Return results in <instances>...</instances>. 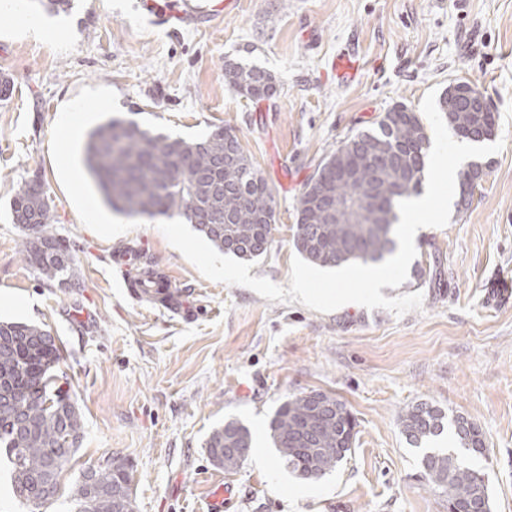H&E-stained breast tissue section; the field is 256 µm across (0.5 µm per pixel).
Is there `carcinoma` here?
I'll return each instance as SVG.
<instances>
[{"label": "carcinoma", "instance_id": "carcinoma-1", "mask_svg": "<svg viewBox=\"0 0 512 512\" xmlns=\"http://www.w3.org/2000/svg\"><path fill=\"white\" fill-rule=\"evenodd\" d=\"M229 86L250 100L270 97L271 74L255 66L227 65ZM439 108L459 137L490 138L494 117L472 81L448 86ZM429 137L412 108L398 104L384 113L378 130L344 140L326 156L298 200L293 245L308 262L322 267L377 264L396 251L398 204L420 193L427 170ZM85 163L105 202L128 216L179 215L211 245L240 259L268 250L274 199L254 170L238 137L217 128L199 141L153 135L132 122L111 118L94 129L85 146ZM481 167L459 174V204L471 203L483 179ZM344 205L341 217L328 206ZM218 206L224 223L207 224V210ZM54 203L43 181L18 185L10 203L12 223L31 232L26 259L45 281L71 268L73 256L51 233ZM60 348L42 327L0 320V448L14 494L33 508L59 492V475L75 456L83 436L76 402L56 385ZM445 414L423 402L402 417L409 445L419 448L444 431ZM453 437L466 451L431 448L420 462L431 487L448 498V512H492L485 473L469 459L485 454L483 434L462 416L452 420ZM272 444L292 473L318 480L347 461L355 438L349 410L338 415L304 393L283 402L269 422ZM252 448L251 432L228 419L207 441L210 461L236 470ZM131 499V465L112 458L80 474L73 490L77 512H116L117 500Z\"/></svg>", "mask_w": 512, "mask_h": 512}]
</instances>
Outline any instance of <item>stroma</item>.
Listing matches in <instances>:
<instances>
[{
    "mask_svg": "<svg viewBox=\"0 0 512 512\" xmlns=\"http://www.w3.org/2000/svg\"><path fill=\"white\" fill-rule=\"evenodd\" d=\"M183 0H72L67 12L16 0L0 13V319L55 336L57 383L83 422L60 491L40 512H77L71 490L104 458L132 465L134 512H204L212 480L231 488L224 512H448L422 476L401 417L429 402L479 427L492 512H512V303L487 298L512 279V0H239L231 15L179 19ZM171 14L158 25L150 11ZM43 30H18L17 16ZM353 50L361 75L337 85L331 62ZM233 59L271 73V98L230 89ZM467 79L483 90L502 149L484 157L470 207L442 228L420 229L406 281L421 309L347 304L322 313L203 277L158 230L157 218L112 211L84 164L89 133L118 117L195 141L232 130L270 188L276 221L250 276L286 287L299 197L342 141L376 129L396 103ZM93 112L70 137L57 128L70 101ZM41 177L54 200L53 234L70 249L71 277L43 282L26 260V232L10 202ZM185 295L176 314L130 288L138 270ZM312 390L356 419L346 462L312 482L289 472L269 422L289 397ZM246 424L254 447L236 473L208 457L224 421Z\"/></svg>",
    "mask_w": 512,
    "mask_h": 512,
    "instance_id": "stroma-1",
    "label": "stroma"
}]
</instances>
